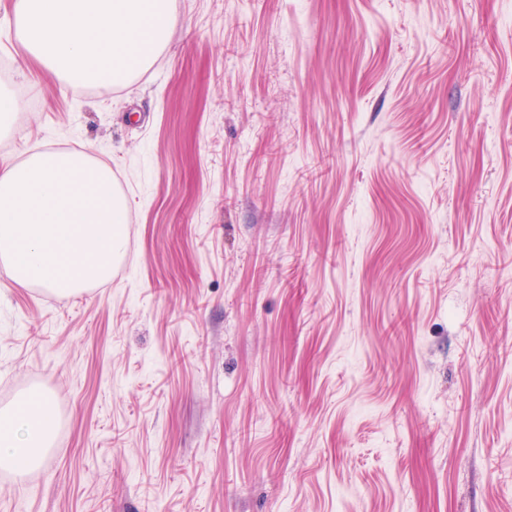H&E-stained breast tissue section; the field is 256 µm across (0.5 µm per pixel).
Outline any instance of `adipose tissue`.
<instances>
[{
	"label": "adipose tissue",
	"instance_id": "1",
	"mask_svg": "<svg viewBox=\"0 0 512 512\" xmlns=\"http://www.w3.org/2000/svg\"><path fill=\"white\" fill-rule=\"evenodd\" d=\"M174 22L171 0H14L0 27L55 74L62 91L124 85L146 71ZM57 408L45 393L0 411V467L23 476L43 466Z\"/></svg>",
	"mask_w": 512,
	"mask_h": 512
}]
</instances>
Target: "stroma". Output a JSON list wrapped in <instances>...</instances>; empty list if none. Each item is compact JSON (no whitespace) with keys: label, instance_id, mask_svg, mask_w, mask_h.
Here are the masks:
<instances>
[{"label":"stroma","instance_id":"stroma-1","mask_svg":"<svg viewBox=\"0 0 512 512\" xmlns=\"http://www.w3.org/2000/svg\"><path fill=\"white\" fill-rule=\"evenodd\" d=\"M158 59L26 97L0 162L86 145L109 282L0 264V409L59 411L0 512H512V0H173Z\"/></svg>","mask_w":512,"mask_h":512}]
</instances>
